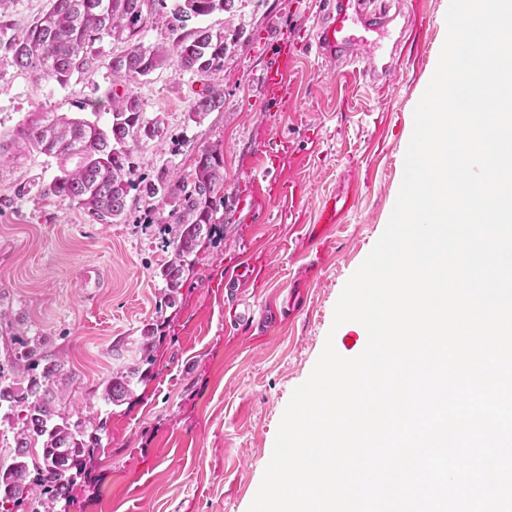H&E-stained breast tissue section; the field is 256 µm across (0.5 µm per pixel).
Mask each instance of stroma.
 <instances>
[{
    "mask_svg": "<svg viewBox=\"0 0 512 512\" xmlns=\"http://www.w3.org/2000/svg\"><path fill=\"white\" fill-rule=\"evenodd\" d=\"M324 0H238L169 28L147 27V45H172L197 28L242 29L224 67L204 80L168 62L125 79L110 62L124 44L95 45L87 72L63 84L18 68L9 44L44 13L47 0H10L0 9V375L26 386L8 356L12 336L44 337L76 379L62 405L107 420L92 482L74 489L70 512H248L271 459L293 390L310 375L326 340L345 357L359 355L367 334L355 322L333 327L341 291L385 229L404 173L413 112L446 38L448 0H403L415 18L390 79L367 86L312 46ZM294 45L288 100L266 101L259 77L280 39ZM224 90L222 109L189 120L206 83ZM136 97L160 119L161 138L132 154L134 178L160 168L192 173L200 152H224V197L215 233L205 240L174 307L161 304L159 275L169 254L167 210L131 191L121 223H94L76 203L43 195L58 173L55 159L20 151L14 131L30 113L89 116L112 90ZM280 165L263 172L262 156ZM294 195L282 199L277 184ZM341 211L318 221L326 197ZM256 268L242 299L257 313L287 314L271 330L232 320L224 276L243 251ZM101 285L84 287L86 267ZM157 324L155 364L141 360L145 325ZM144 374L121 405L87 399L112 372Z\"/></svg>",
    "mask_w": 512,
    "mask_h": 512,
    "instance_id": "stroma-1",
    "label": "stroma"
}]
</instances>
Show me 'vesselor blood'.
Masks as SVG:
<instances>
[{"label": "vessel or blood", "instance_id": "b4317fda", "mask_svg": "<svg viewBox=\"0 0 512 512\" xmlns=\"http://www.w3.org/2000/svg\"><path fill=\"white\" fill-rule=\"evenodd\" d=\"M411 18L391 13L386 0L371 6L370 0H333L315 38L316 52L345 65L361 64V73L371 84L386 81ZM274 63L260 76L266 98L281 100L288 95L287 74L291 48L279 41Z\"/></svg>", "mask_w": 512, "mask_h": 512}]
</instances>
